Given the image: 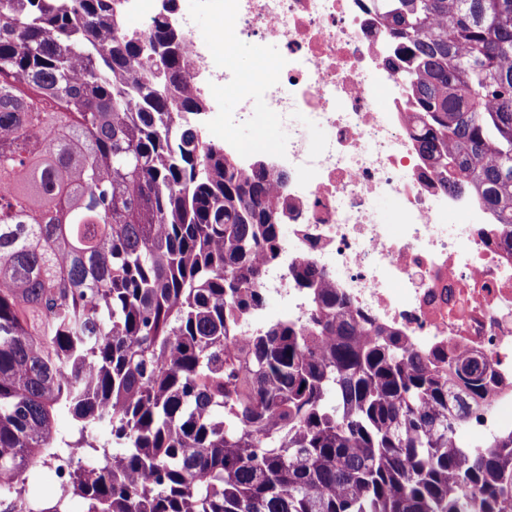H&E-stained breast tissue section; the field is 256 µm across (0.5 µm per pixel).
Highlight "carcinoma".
Listing matches in <instances>:
<instances>
[{"label":"carcinoma","instance_id":"carcinoma-1","mask_svg":"<svg viewBox=\"0 0 512 512\" xmlns=\"http://www.w3.org/2000/svg\"><path fill=\"white\" fill-rule=\"evenodd\" d=\"M114 2L0 0V512H512V430L457 438L482 359L408 346L306 258V319L236 341L286 182L199 136L183 30L129 38ZM372 8L420 153L512 250V0Z\"/></svg>","mask_w":512,"mask_h":512}]
</instances>
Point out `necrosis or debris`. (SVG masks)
I'll list each match as a JSON object with an SVG mask.
<instances>
[{
  "label": "necrosis or debris",
  "instance_id": "1",
  "mask_svg": "<svg viewBox=\"0 0 512 512\" xmlns=\"http://www.w3.org/2000/svg\"><path fill=\"white\" fill-rule=\"evenodd\" d=\"M198 2L224 29L203 47L186 41L197 93L235 85L237 123L292 127L271 151L288 164V260L267 264L263 294L304 319L311 297L288 265L308 257L352 310L415 347L444 343L452 354L487 357L493 410L472 425L485 434L511 426L512 252L496 215L470 189H443L420 154L409 95L389 63L395 45L372 0ZM238 44L265 63L245 82L233 61ZM298 113L306 125H294ZM311 127L326 137L311 141ZM382 196L399 201L386 219L374 207Z\"/></svg>",
  "mask_w": 512,
  "mask_h": 512
}]
</instances>
